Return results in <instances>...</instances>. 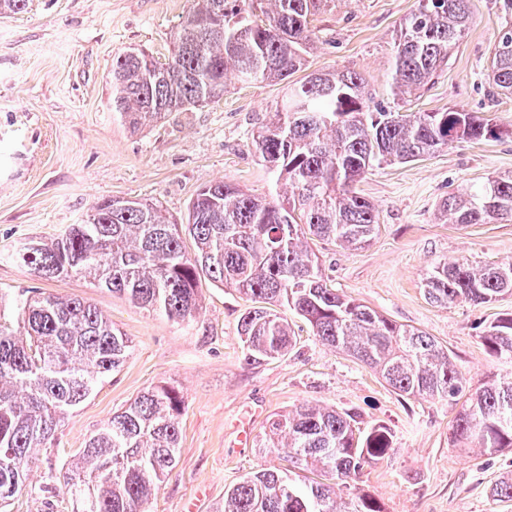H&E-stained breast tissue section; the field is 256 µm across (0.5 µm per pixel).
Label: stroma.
<instances>
[{"mask_svg": "<svg viewBox=\"0 0 512 512\" xmlns=\"http://www.w3.org/2000/svg\"><path fill=\"white\" fill-rule=\"evenodd\" d=\"M417 5L349 0L317 16L309 69H355L375 103L392 106L394 39ZM190 6L191 0H29L24 11L0 15V305L28 288L81 297L132 345L120 369L40 449L29 476L33 493L16 497L7 512H76L62 485L45 486V472L60 470L113 411L157 385L174 386L184 410L177 464L149 512H217L225 491L247 473L281 466L279 457L262 452L260 440L276 415L308 402L354 413L360 428L391 433L389 454L357 479L386 512H512V500L491 494L512 471V451L482 455L453 447L455 405L398 394L368 366L322 345L296 313L286 314L294 333L290 351L250 363L238 322L252 302L233 289L202 281L196 316L173 321L78 277H35L14 260L21 242H51L110 197L159 203L182 222L197 192L220 180L256 195L288 193L252 139L280 102L282 85L232 78L220 100L138 131L113 114V57L136 48L167 60L170 36ZM469 15L447 67L407 109L479 112L503 137L456 142L369 171L356 188L378 212V235L359 250L316 238L310 247L334 288L435 337L476 386L490 376L512 377V363L490 355L481 339L485 326L512 316V296L443 307L423 290L426 272L439 261L512 262V222L459 227L439 211L449 194L512 174V96L491 97L483 79L503 19L493 0H469Z\"/></svg>", "mask_w": 512, "mask_h": 512, "instance_id": "stroma-1", "label": "stroma"}]
</instances>
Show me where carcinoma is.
I'll list each match as a JSON object with an SVG mask.
<instances>
[{"instance_id": "carcinoma-1", "label": "carcinoma", "mask_w": 512, "mask_h": 512, "mask_svg": "<svg viewBox=\"0 0 512 512\" xmlns=\"http://www.w3.org/2000/svg\"><path fill=\"white\" fill-rule=\"evenodd\" d=\"M346 0H194L173 33L168 60L130 50L112 59V111L130 129L224 96L228 72L243 83L277 81L287 92L253 133L260 160L291 189L260 197L218 181L191 202L187 223L156 203L125 198L96 204L81 224L53 242L28 240L15 257L39 278L79 277L172 320L198 311L208 279L251 296L239 320L245 360L285 354L292 338L277 303L309 322L324 345L375 370L400 395L459 406L455 446L493 455L512 448V380L473 389L448 351L427 333L398 324L328 285L307 247L314 236L340 248L367 245L379 228L372 203L356 190L371 169L407 163L455 140L496 139L500 129L475 112L448 108L400 114L373 104L364 77L350 68L312 72L299 83L314 47V17ZM486 68L493 95H512V0ZM468 0H418L394 42L391 87L413 94L448 65L468 27ZM442 213L458 225L512 222V175L451 194ZM196 251H183L182 235ZM439 305L494 302L512 295V263L439 262L425 278ZM17 326L0 320V508L32 490L35 452L55 435L98 383L116 371L131 345L95 306L77 297L26 290L15 302ZM491 355L512 361V317L485 327ZM184 401L167 386L144 391L113 413L86 442L80 461L47 480L63 487L79 512H148L152 492L175 467ZM263 448L288 467L262 468L224 494L217 512H384L355 491L363 467L392 449L383 427L356 429L347 412L302 404L269 425ZM316 470L323 482L300 473Z\"/></svg>"}]
</instances>
